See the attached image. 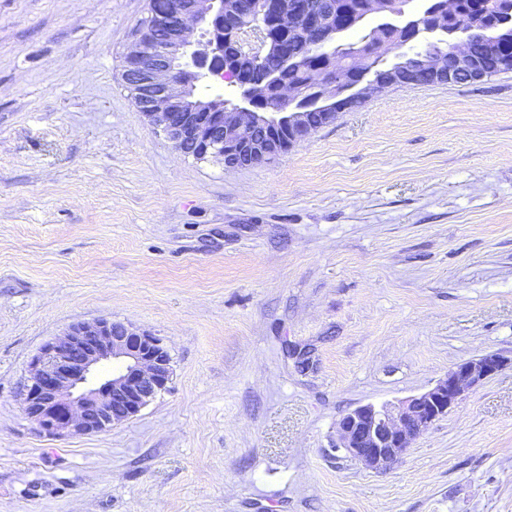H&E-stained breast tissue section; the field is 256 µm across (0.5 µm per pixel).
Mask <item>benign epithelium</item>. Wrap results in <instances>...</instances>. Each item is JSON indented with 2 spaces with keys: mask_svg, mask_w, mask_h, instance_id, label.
<instances>
[{
  "mask_svg": "<svg viewBox=\"0 0 512 512\" xmlns=\"http://www.w3.org/2000/svg\"><path fill=\"white\" fill-rule=\"evenodd\" d=\"M240 9L246 15L257 14L253 37L237 33L240 48L257 67L274 38L281 53L288 54V36L300 21L314 45L326 40L317 12L299 0H265L260 9L255 0H241ZM456 12L457 0H435L431 8L401 24L408 31L405 42L378 39L372 52L385 60L392 55L406 59L403 68L410 72L421 70L423 64L436 71L434 58L420 54L411 58L406 48L414 43L419 27L439 29ZM153 26L167 28L163 42L154 45L140 33L125 55L137 109L178 151L186 153L184 145L190 143L199 156L216 158L227 170L267 164L308 140L313 130L300 121L303 109L319 107L329 122L335 113L326 108L333 102L350 96L365 101L394 87L391 82L362 76L340 88L339 80L315 71L312 83L320 90L316 97L282 84L276 99L261 104L240 87V100L232 111H203L185 105L188 81L227 77L237 83L233 72L218 61V35L226 31L224 0H175L171 16L155 18ZM197 26L210 33L207 43L192 40ZM448 57V82L463 76L470 81L485 78L483 67L470 54L469 38L448 36ZM260 127L267 133L263 140L256 137ZM109 362L118 363V368L100 375V368ZM508 362L497 353H486L455 365L433 387L395 405H359L339 420L336 448L368 469H387L469 389L493 377ZM172 372L169 348L153 333L110 319L78 323L47 341L32 358L23 411L49 436L105 432L137 416L167 390Z\"/></svg>",
  "mask_w": 512,
  "mask_h": 512,
  "instance_id": "7a95c632",
  "label": "benign epithelium"
}]
</instances>
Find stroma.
Wrapping results in <instances>:
<instances>
[{
	"instance_id": "1",
	"label": "stroma",
	"mask_w": 512,
	"mask_h": 512,
	"mask_svg": "<svg viewBox=\"0 0 512 512\" xmlns=\"http://www.w3.org/2000/svg\"><path fill=\"white\" fill-rule=\"evenodd\" d=\"M148 0H0V512H512V71L395 87L227 170L121 73ZM169 347L133 420L52 437L32 356L98 319ZM509 363L390 469L366 403Z\"/></svg>"
}]
</instances>
